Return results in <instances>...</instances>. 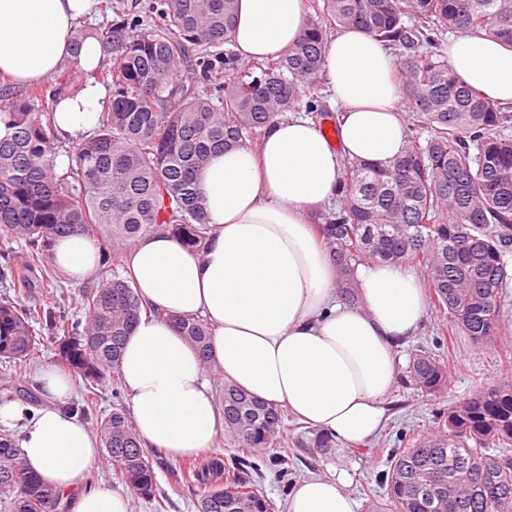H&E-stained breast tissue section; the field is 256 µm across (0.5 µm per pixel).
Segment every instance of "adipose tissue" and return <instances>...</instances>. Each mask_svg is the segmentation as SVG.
Returning <instances> with one entry per match:
<instances>
[{"instance_id": "ef3b65f1", "label": "adipose tissue", "mask_w": 512, "mask_h": 512, "mask_svg": "<svg viewBox=\"0 0 512 512\" xmlns=\"http://www.w3.org/2000/svg\"><path fill=\"white\" fill-rule=\"evenodd\" d=\"M97 0H0V76L16 84L51 77L67 63L87 73L79 92L58 100L61 137L93 135L103 85L91 79L102 58L96 39L73 53L77 22ZM303 0H238L232 39L241 61L282 52L304 29ZM443 52L471 88L512 104V51L485 34L449 40ZM396 58L355 28L327 40L322 78L338 107L336 138L314 120L280 117L259 147L215 153L196 189L210 218L201 253L169 235L138 238L125 254L141 316L119 368L140 444L172 457L211 450L224 430V410L204 377L198 352L173 317L204 319L212 329V358L225 378L258 400L288 409L303 423L349 445L375 435L386 421V399L397 378V347L416 335L426 303L408 266H357L361 304L344 301L331 253L310 216L331 204L345 164H387L404 148L403 95L392 79ZM52 260L72 278L97 274V241L79 233L56 238ZM45 407L0 403V426L18 430L30 468L58 491L70 512H129L128 494L79 482L100 459L99 440L66 408L69 379L55 369L39 376ZM339 480H303L286 512H354Z\"/></svg>"}]
</instances>
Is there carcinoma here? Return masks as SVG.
I'll list each match as a JSON object with an SVG mask.
<instances>
[{
  "instance_id": "carcinoma-1",
  "label": "carcinoma",
  "mask_w": 512,
  "mask_h": 512,
  "mask_svg": "<svg viewBox=\"0 0 512 512\" xmlns=\"http://www.w3.org/2000/svg\"><path fill=\"white\" fill-rule=\"evenodd\" d=\"M300 39L240 74L232 32L236 0H164L147 30L120 17L72 36L74 50L89 36L103 50L92 76L108 79L96 133L69 150L71 167L56 171L62 141L44 95L0 98V115L14 128L0 139V236L25 242L27 272L6 266L0 278L31 287L55 238L81 231L102 247L103 262L121 263L141 235L171 233L199 252L209 217L194 186L212 152L266 135L276 117L295 109L321 111L329 93L321 69L328 31L357 27L392 48L413 125L431 136L407 137L400 155L379 166L351 161L335 207L314 227L336 258L338 288L355 301L353 273L366 260L412 264L424 271L433 310L473 342L502 334L501 294L509 278L503 254L512 249V123L509 107L463 84L442 52L448 32H483L512 49V0H307ZM203 67V86L174 80L181 66ZM228 83L222 84V76ZM315 94H310V91ZM84 318L62 309L45 290L34 305L0 299V362L21 365L36 350L39 330L56 339L60 361L85 382L88 407L104 375L122 379L119 362L140 317L136 292L112 268V278L83 291ZM180 334L212 366L211 329L198 318L173 319ZM426 393L448 387L450 367L419 353L408 366ZM224 429L242 452L281 443V410L226 382L220 388ZM117 478L136 496L156 500L152 460L123 410L96 423ZM440 431L412 448L392 450L386 512H512V380L484 386L440 416ZM199 487L197 512H270L246 472L218 457L180 469ZM3 512H67L62 496L34 473L14 436L0 433Z\"/></svg>"
}]
</instances>
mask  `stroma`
Segmentation results:
<instances>
[{
	"instance_id": "35a3bbf8",
	"label": "stroma",
	"mask_w": 512,
	"mask_h": 512,
	"mask_svg": "<svg viewBox=\"0 0 512 512\" xmlns=\"http://www.w3.org/2000/svg\"><path fill=\"white\" fill-rule=\"evenodd\" d=\"M416 353H426L451 365L449 386L437 394H427L411 385L407 367ZM398 379L389 398L390 419L375 437L357 446L337 443L323 451L315 448L316 428L300 423L291 413H283V442L251 455H239L228 433H221L211 450L228 467H241L250 476L255 489L271 508L284 504L298 482L308 476L341 477L345 489L356 502L355 512H378L387 497L382 475L388 470L392 449L404 448L416 440L437 433L439 414L449 405L471 396L477 389L512 375L499 346H474L468 337L450 336L435 312H427L418 336L397 350ZM56 345L44 337L26 364L13 366L0 362V382L9 381L16 393L15 402L32 408L45 406L46 398L35 379L43 366L55 365ZM176 462L163 458L153 463L162 509L147 500L130 496V512H197L194 486L177 481L172 474Z\"/></svg>"
}]
</instances>
